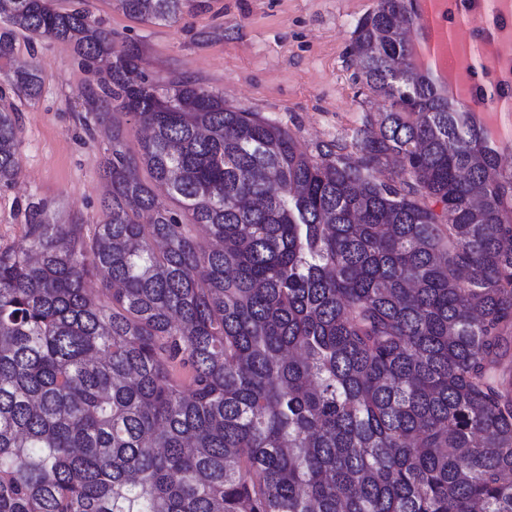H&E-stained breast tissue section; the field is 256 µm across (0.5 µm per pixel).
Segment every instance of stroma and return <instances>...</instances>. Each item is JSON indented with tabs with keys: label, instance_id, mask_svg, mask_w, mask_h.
Instances as JSON below:
<instances>
[{
	"label": "stroma",
	"instance_id": "35a3bbf8",
	"mask_svg": "<svg viewBox=\"0 0 512 512\" xmlns=\"http://www.w3.org/2000/svg\"><path fill=\"white\" fill-rule=\"evenodd\" d=\"M377 0H199L185 19H132L114 0H57L81 7L139 48L141 70L156 81L177 74L223 96L226 104L287 126L305 147L345 142L378 111L379 100L355 80L352 32ZM16 64L36 63L39 100L13 92L0 107L18 114L20 171L0 188V247L23 242L29 204L47 202L48 219L93 227L105 219L110 185L100 173L109 146L86 95L98 76L71 45L51 39L15 42Z\"/></svg>",
	"mask_w": 512,
	"mask_h": 512
}]
</instances>
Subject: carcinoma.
Returning a JSON list of instances; mask_svg holds the SVG:
<instances>
[{
  "label": "carcinoma",
  "mask_w": 512,
  "mask_h": 512,
  "mask_svg": "<svg viewBox=\"0 0 512 512\" xmlns=\"http://www.w3.org/2000/svg\"><path fill=\"white\" fill-rule=\"evenodd\" d=\"M411 2L353 31L382 109L307 150L149 79L82 8L0 0V67L19 32L70 43L109 61L95 119L150 130L134 153L109 130L91 233L39 202L0 248V512H512V168L412 65ZM9 85L36 101L38 67ZM19 141L0 109V185Z\"/></svg>",
  "instance_id": "1"
}]
</instances>
